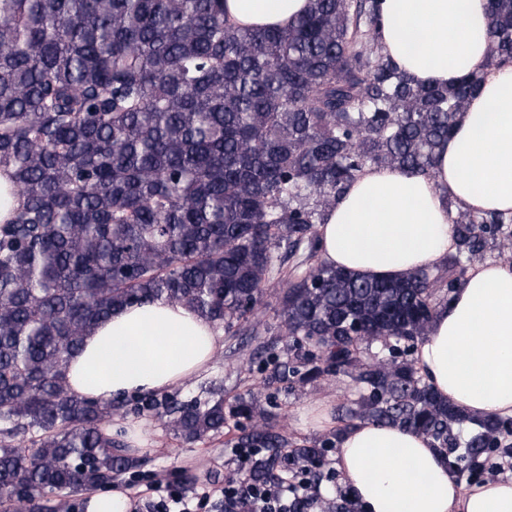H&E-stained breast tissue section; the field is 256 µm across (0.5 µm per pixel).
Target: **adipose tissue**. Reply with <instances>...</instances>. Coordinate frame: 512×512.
Returning <instances> with one entry per match:
<instances>
[{
	"mask_svg": "<svg viewBox=\"0 0 512 512\" xmlns=\"http://www.w3.org/2000/svg\"><path fill=\"white\" fill-rule=\"evenodd\" d=\"M241 27H286L309 0H225ZM487 0H380V41L425 85L483 73L429 174L369 168L319 225L321 258L379 279L441 264L454 247L449 201L512 213V64L486 70ZM219 342L193 310L132 305L95 326L67 366L72 392L97 399L161 393L201 371ZM433 389L477 416L512 417V264L471 267L415 352ZM336 457L362 512H512V479L465 486L424 435L372 421L341 435Z\"/></svg>",
	"mask_w": 512,
	"mask_h": 512,
	"instance_id": "adipose-tissue-1",
	"label": "adipose tissue"
}]
</instances>
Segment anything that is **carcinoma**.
<instances>
[{
    "label": "carcinoma",
    "instance_id": "cac0c4a2",
    "mask_svg": "<svg viewBox=\"0 0 512 512\" xmlns=\"http://www.w3.org/2000/svg\"><path fill=\"white\" fill-rule=\"evenodd\" d=\"M377 0H311L287 28L239 27L224 0H0V171L16 202L0 223V487L5 512H69L140 459L112 438L118 400L68 387L70 356L113 310L185 305L230 336L278 275L288 360L265 383L336 378L357 397L342 419L417 431L457 471L512 459V417H473L409 358L467 267L512 262V215L456 208L446 265L399 279L320 259L317 225L367 168L427 173L473 76L415 82L384 53ZM489 64L512 62V0H489ZM374 343L387 354L366 360ZM164 408L181 439L254 452L255 487L294 473L312 485L343 430L298 442L254 396L224 390ZM298 499L293 512H351Z\"/></svg>",
    "mask_w": 512,
    "mask_h": 512
}]
</instances>
